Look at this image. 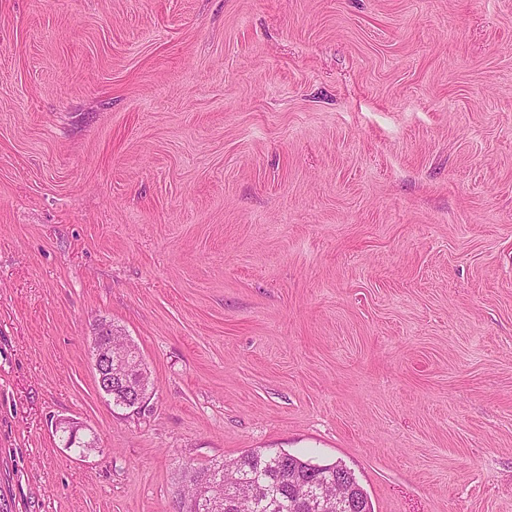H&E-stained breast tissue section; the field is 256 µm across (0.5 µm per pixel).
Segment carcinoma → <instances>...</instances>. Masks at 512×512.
Masks as SVG:
<instances>
[{"mask_svg":"<svg viewBox=\"0 0 512 512\" xmlns=\"http://www.w3.org/2000/svg\"><path fill=\"white\" fill-rule=\"evenodd\" d=\"M342 462L314 463L283 449L250 451L230 462L182 471L177 512H208L204 502L223 497V512H292L290 483L330 479L343 470Z\"/></svg>","mask_w":512,"mask_h":512,"instance_id":"carcinoma-1","label":"carcinoma"}]
</instances>
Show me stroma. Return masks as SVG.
Masks as SVG:
<instances>
[{
  "mask_svg": "<svg viewBox=\"0 0 512 512\" xmlns=\"http://www.w3.org/2000/svg\"><path fill=\"white\" fill-rule=\"evenodd\" d=\"M262 448L512 512V0H0V503L174 512ZM95 337L97 342L93 352V362L100 391L112 398V405L125 409L131 408L120 401L119 397L112 396V389L120 387L126 390L127 399L133 403L132 407H135V410L144 407L146 399L143 398L140 386L136 384L135 378L138 375L140 378L147 377L148 374L144 371L138 373L133 371L128 357L132 344L125 336H121L124 340V354L122 356L113 355L112 324L107 321L98 323Z\"/></svg>",
  "mask_w": 512,
  "mask_h": 512,
  "instance_id": "35a3bbf8",
  "label": "stroma"
}]
</instances>
